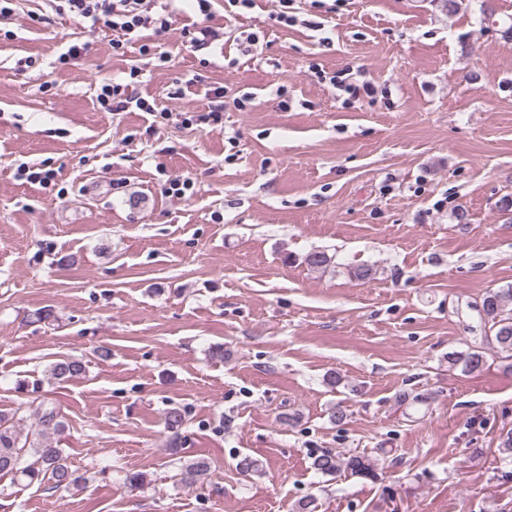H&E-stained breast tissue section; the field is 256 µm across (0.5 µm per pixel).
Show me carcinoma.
Returning <instances> with one entry per match:
<instances>
[{"label":"carcinoma","instance_id":"cac0c4a2","mask_svg":"<svg viewBox=\"0 0 512 512\" xmlns=\"http://www.w3.org/2000/svg\"><path fill=\"white\" fill-rule=\"evenodd\" d=\"M476 309L484 326L488 327V343L495 345L509 360L505 369L512 371V287L490 289L485 292ZM448 363L462 366L465 373L483 370L485 357L481 348L448 354ZM85 372L82 360L74 357L58 359L47 368L50 378L68 381ZM36 427L25 438L15 425V415L0 412V477L9 476L16 481L49 483L55 489L77 487L84 478L67 462L65 449L59 447L54 435H61L65 423L60 412L51 404L42 403L34 409ZM312 468L323 476L346 472L354 477L373 479L376 464L365 455L339 457L330 450L314 456Z\"/></svg>","mask_w":512,"mask_h":512}]
</instances>
